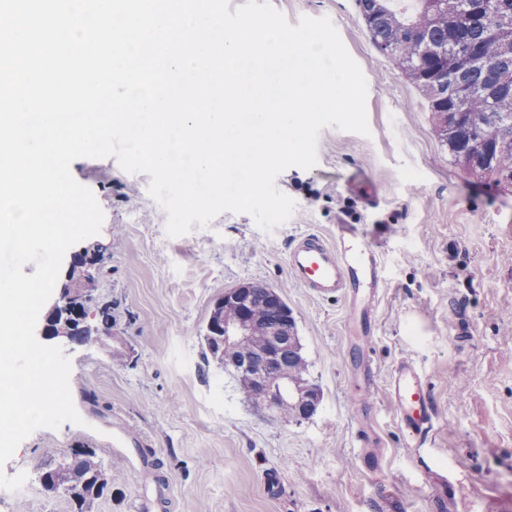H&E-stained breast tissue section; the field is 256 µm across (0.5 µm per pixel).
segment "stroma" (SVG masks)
<instances>
[{
    "mask_svg": "<svg viewBox=\"0 0 512 512\" xmlns=\"http://www.w3.org/2000/svg\"><path fill=\"white\" fill-rule=\"evenodd\" d=\"M291 25L330 17L368 86L370 136L323 128L318 163L277 180L293 216L272 232L225 212L169 237L149 175L115 158L76 160L100 233L73 245L98 258L94 295L112 306L111 348L68 345L82 424L33 432L4 469L0 512H72L47 493L50 458L95 450L112 469L96 512H512V192L466 175L437 140L419 90L368 36L354 0H271ZM370 176L374 202L347 188ZM361 225L385 284L374 335L350 340L343 299L309 298L286 266L302 234ZM281 290L296 319L314 416L268 414L206 365L200 336L213 303L242 282ZM403 360L426 374L436 422L407 447L384 385ZM377 413L358 412L367 373ZM120 438L122 447L112 445ZM162 461L154 471L143 458Z\"/></svg>",
    "mask_w": 512,
    "mask_h": 512,
    "instance_id": "obj_1",
    "label": "stroma"
}]
</instances>
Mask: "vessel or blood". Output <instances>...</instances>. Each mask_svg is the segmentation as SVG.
I'll return each mask as SVG.
<instances>
[{"label": "vessel or blood", "instance_id": "b4317fda", "mask_svg": "<svg viewBox=\"0 0 512 512\" xmlns=\"http://www.w3.org/2000/svg\"><path fill=\"white\" fill-rule=\"evenodd\" d=\"M286 263L291 278L316 300L343 298L345 328L352 336H371L383 267L378 251L357 224L340 225L334 239L303 234L290 244ZM415 361L399 362L387 380V395L409 443L432 427L435 414Z\"/></svg>", "mask_w": 512, "mask_h": 512}]
</instances>
